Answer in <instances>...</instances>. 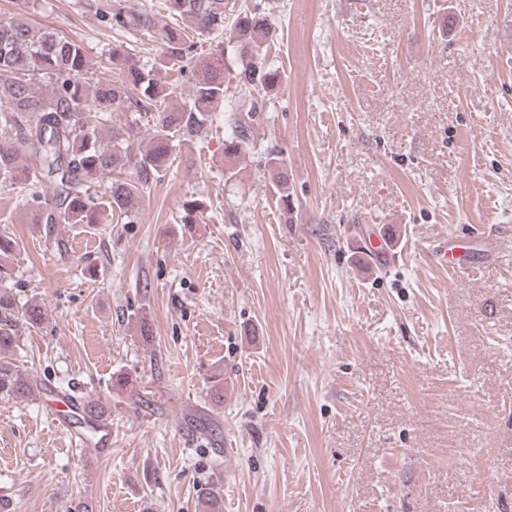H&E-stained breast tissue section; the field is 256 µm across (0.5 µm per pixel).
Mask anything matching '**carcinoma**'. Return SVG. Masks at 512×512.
<instances>
[{
    "label": "carcinoma",
    "mask_w": 512,
    "mask_h": 512,
    "mask_svg": "<svg viewBox=\"0 0 512 512\" xmlns=\"http://www.w3.org/2000/svg\"><path fill=\"white\" fill-rule=\"evenodd\" d=\"M170 15L187 28L169 30L152 62L142 60L133 49L118 43L103 69H112L116 79L85 80L91 61L82 44L50 27L34 28L29 20L0 21V184L19 189L30 198L40 224H98L107 216L131 218L137 200L160 172L177 160L176 146L190 139L216 114L229 115L224 130V161L233 162L253 147L251 125L263 120L262 112L282 83V73L267 60L276 29L259 3L237 5L229 0H163ZM153 19L133 17L112 9V26L148 30ZM197 36L217 40L211 56L193 68L189 94L176 105V91L157 78L163 70L183 68L194 58ZM239 61L231 77L224 74L223 35ZM46 80L51 91L35 90L36 80ZM237 90V95L229 92ZM114 112H131L134 119L102 140V124ZM151 127L149 143L138 140L141 128ZM34 164L20 163L19 148ZM133 166L134 178L121 171ZM269 165L281 189V199L290 197L288 173L279 153L271 152ZM54 185L56 203L44 205L43 180ZM109 184L98 191L99 184ZM202 205L197 200L183 204L180 223L196 224ZM20 247L8 232H0V274L5 264L16 260ZM45 322L44 307L34 300L21 301L0 289V400H37L44 388L36 377L17 364L13 352L22 335ZM109 408L101 400L86 401L83 424L94 434L96 422L108 421Z\"/></svg>",
    "instance_id": "carcinoma-1"
}]
</instances>
